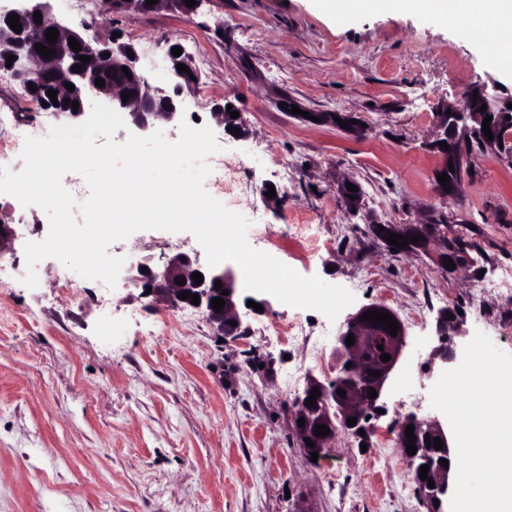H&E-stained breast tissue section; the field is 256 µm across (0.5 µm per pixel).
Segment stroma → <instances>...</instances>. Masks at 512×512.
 <instances>
[{"instance_id":"stroma-1","label":"stroma","mask_w":512,"mask_h":512,"mask_svg":"<svg viewBox=\"0 0 512 512\" xmlns=\"http://www.w3.org/2000/svg\"><path fill=\"white\" fill-rule=\"evenodd\" d=\"M52 17L85 35L120 34L159 58L178 44L200 83L184 91L180 121L162 124L168 141L181 122L214 128L212 162L234 169L235 194L217 193L259 229L254 241L305 277L347 288L352 305L336 319L268 298L243 299L247 335L215 336L202 313L153 302L140 289L103 287L59 260L38 263L28 288L25 244L43 240L45 212L0 194V223L28 225L0 260V512H427L391 428L408 415L438 422L429 392L448 365L438 316L454 310L448 344L462 351L476 332L512 353V165L479 154L457 198L433 194L437 156L428 144L441 100L476 84L512 95L474 29L428 11L369 9L330 16L317 0H202L189 17L165 10H115L83 18L71 0H49ZM355 114L351 135L281 110ZM234 100L247 136L214 127L211 114ZM0 121L30 136L65 124L13 81L0 82ZM362 186V208L336 200L344 181ZM276 186L281 200L262 195ZM459 218L481 249L479 270L449 274L421 253H395L369 220L419 224L430 209ZM185 252L205 257L192 233L143 230L109 245L126 262L162 265ZM390 307L407 345L390 374L367 449L337 435L333 469L299 445L293 401L307 376L335 378L331 350L350 316ZM310 324L307 346L288 334ZM266 360L263 368L252 358Z\"/></svg>"}]
</instances>
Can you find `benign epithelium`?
<instances>
[{
	"label": "benign epithelium",
	"instance_id": "obj_1",
	"mask_svg": "<svg viewBox=\"0 0 512 512\" xmlns=\"http://www.w3.org/2000/svg\"><path fill=\"white\" fill-rule=\"evenodd\" d=\"M134 7L141 11H153L168 9L183 15H191L197 7H189L185 0H158V3L149 6L146 0H113L112 7L116 9ZM40 12L42 22L34 21V13ZM19 16V23L22 31L17 33L8 24L10 15ZM55 28L58 32L56 42L51 43L46 39V31ZM75 38L81 45V51L90 56L91 68H83L81 72L72 71L73 62L69 60V38ZM40 44L56 51L55 56L44 58L35 49ZM0 45L5 51L0 54V71L15 81L20 82L24 88H29L33 78H38L42 91L50 89L57 92L58 104L47 103L45 110L56 116L81 117L86 114L90 102L94 99L107 101L113 109L127 113L128 125L138 132H148L161 123L174 121L182 113L185 105L183 92L186 89L195 87L200 80L198 70L193 58L184 52L179 56L172 55L166 51L161 58L163 68L171 72L177 82L172 90L162 87H153L147 78V66L143 62L135 46L131 43L121 42L117 39L102 40L96 36L88 37L72 31L48 15L43 0H22V4L15 8H0ZM108 57H103V53ZM13 55L15 60L11 66H6L7 57ZM187 66L189 72H180L177 65ZM127 67L131 76H126L122 67ZM101 78L105 81L104 86L95 85V80ZM72 84L74 90L69 91L66 84ZM133 92L128 101H123L122 93ZM478 96H473V92ZM78 102V110H73L72 104L65 103V100ZM486 106L483 112L478 111L481 106ZM512 109L507 103L501 102L498 98L487 91V87L478 84L473 90L467 93V104L462 106L456 102L443 100L435 112V134L431 142L433 152L438 155L439 163L434 171L438 176L448 174L450 179L447 183L449 190L433 180V189L440 198H450L457 195L459 185L464 177L466 169L471 164V156L462 150L460 138L467 136L474 138L482 133V123L485 117H492L490 130L493 140L486 141V144L495 149L499 147V132L506 125L512 124ZM312 116L320 121L335 122V118L348 122V131L353 134L361 132L357 124L350 123L354 116L346 113L314 112ZM444 142L448 148L444 149L439 143ZM433 224V219H428L423 224H386L384 229L379 225L372 226V234L381 242H386L388 233L397 235L420 236L422 240L413 244L411 242L402 247L387 245V248L394 252H427L429 247H438L437 260L442 261L449 256L447 233H428V227ZM18 237L17 230L11 224H0V259L13 251L14 241ZM146 268L148 272L143 273L141 269ZM198 272L202 275L201 284L192 280V273ZM185 280V284L175 283L176 279ZM127 283L142 289H151L150 296L160 299L174 308H193L201 312L214 334L224 336L225 327L229 322H236L234 332L243 329L242 319L237 312V288L235 277L231 269L205 268L200 265L197 256L187 253H178L169 258L163 265L152 267L145 261L133 262L127 270ZM221 282V288H215L216 282ZM187 291L192 295H198L199 304L194 305L191 300L178 298L179 293ZM227 295H221V292ZM223 297L225 306L218 312L211 306V300ZM379 310L393 316V320L399 323L398 334L393 336L387 329L377 326L372 322L362 321V314ZM354 336V344L347 345L348 335ZM384 339L385 353L390 355V360H372L366 353V348L375 342L376 339ZM407 333L405 326L400 324L398 316L384 305H372L364 307L355 315L350 317L339 330L336 342L332 350V357L336 369V379L326 385L316 377L307 378L303 394L295 398V419H305L304 425L296 426L297 434L306 456L311 453H318L323 457L329 449V444L338 433L357 436L359 429L366 431L371 429V420L378 410L377 399L370 398L369 388H374L380 393L388 380L391 372L399 363L403 349L406 346ZM377 371L379 375L372 376L370 372ZM319 388L320 396L316 397L315 406L309 407L305 404L313 388ZM345 391V396L338 395L337 390ZM356 418V424L350 426L347 420ZM325 425L330 429L326 436L314 434L315 425ZM414 425L413 434L417 438L415 446L417 451L410 455L407 452V437L405 429L408 425ZM397 446L402 448L403 455L409 463H414L423 452L419 438H439L443 448L428 452V456L422 458L423 464L429 466L427 480H417L418 495L426 505L428 512H447L448 493L450 489L449 476L451 468H446L440 463L445 459L452 461L448 437L436 420H424L415 415H409L397 427ZM311 439L314 446L306 444L305 439ZM433 480L435 487H428V480ZM439 505H434V502Z\"/></svg>",
	"mask_w": 512,
	"mask_h": 512
}]
</instances>
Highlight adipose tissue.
Instances as JSON below:
<instances>
[{
  "label": "adipose tissue",
  "mask_w": 512,
  "mask_h": 512,
  "mask_svg": "<svg viewBox=\"0 0 512 512\" xmlns=\"http://www.w3.org/2000/svg\"><path fill=\"white\" fill-rule=\"evenodd\" d=\"M336 16L380 8L390 12L428 10L476 23L497 65L512 72V0H319Z\"/></svg>",
  "instance_id": "1"
}]
</instances>
